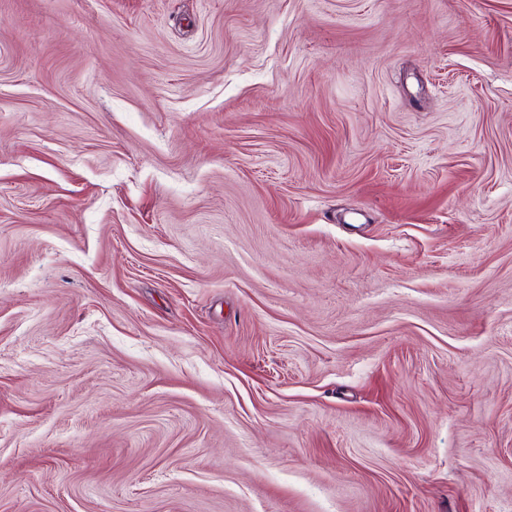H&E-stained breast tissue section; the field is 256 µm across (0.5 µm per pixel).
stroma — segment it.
<instances>
[{
    "label": "stroma",
    "mask_w": 512,
    "mask_h": 512,
    "mask_svg": "<svg viewBox=\"0 0 512 512\" xmlns=\"http://www.w3.org/2000/svg\"><path fill=\"white\" fill-rule=\"evenodd\" d=\"M0 512H512V0H0Z\"/></svg>",
    "instance_id": "stroma-1"
}]
</instances>
